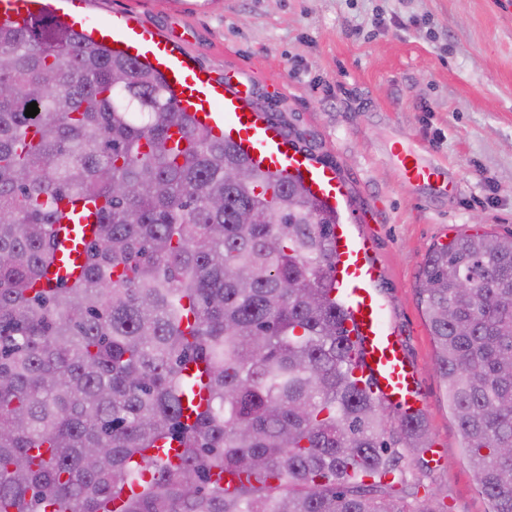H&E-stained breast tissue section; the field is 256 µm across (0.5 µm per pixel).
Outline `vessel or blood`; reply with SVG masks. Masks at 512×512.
<instances>
[{
    "label": "vessel or blood",
    "instance_id": "b4317fda",
    "mask_svg": "<svg viewBox=\"0 0 512 512\" xmlns=\"http://www.w3.org/2000/svg\"><path fill=\"white\" fill-rule=\"evenodd\" d=\"M41 10L40 0H0V18L16 23L32 18ZM72 24L89 28L97 41L118 45L120 54L137 58L156 71L168 74V90L177 108L215 135L228 137L242 155L263 171L276 176L300 177L312 197L332 207L339 204L344 187L334 169L300 156L275 125L258 116L240 90L215 81L197 69L152 30L130 22L93 27L84 15L73 17ZM55 231L51 276L70 282L87 261L90 227L63 223L56 225ZM335 252L336 293L349 311L345 327L350 336L361 343L356 378L361 385L369 386L382 403L404 413L421 410L423 401L418 394L416 370L398 338L386 326L384 306L371 288L376 270L368 260L365 241L354 238L344 229H337Z\"/></svg>",
    "mask_w": 512,
    "mask_h": 512
}]
</instances>
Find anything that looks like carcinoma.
Here are the masks:
<instances>
[{
  "instance_id": "carcinoma-1",
  "label": "carcinoma",
  "mask_w": 512,
  "mask_h": 512,
  "mask_svg": "<svg viewBox=\"0 0 512 512\" xmlns=\"http://www.w3.org/2000/svg\"><path fill=\"white\" fill-rule=\"evenodd\" d=\"M73 198L83 277L39 288ZM338 221L149 66L56 16L1 22L0 512H447L402 464L430 468L424 412L387 418L353 375ZM420 281L477 486L512 512V236L437 245Z\"/></svg>"
}]
</instances>
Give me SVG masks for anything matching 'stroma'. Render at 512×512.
I'll list each match as a JSON object with an SVG mask.
<instances>
[{"mask_svg":"<svg viewBox=\"0 0 512 512\" xmlns=\"http://www.w3.org/2000/svg\"><path fill=\"white\" fill-rule=\"evenodd\" d=\"M229 81L345 187L339 221L368 240L386 323L418 376L433 447L423 482L448 512H490L439 376L419 279L468 231L512 234V12L497 0H86ZM441 176L402 179L396 148Z\"/></svg>","mask_w":512,"mask_h":512,"instance_id":"35a3bbf8","label":"stroma"}]
</instances>
